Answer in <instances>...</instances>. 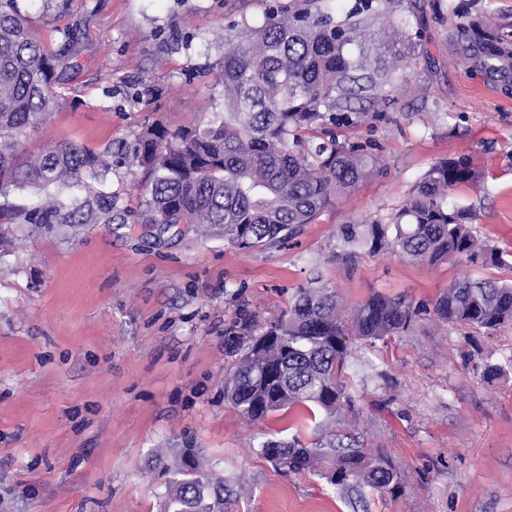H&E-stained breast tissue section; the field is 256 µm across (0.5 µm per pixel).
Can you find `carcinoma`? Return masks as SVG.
Instances as JSON below:
<instances>
[{
  "label": "carcinoma",
  "instance_id": "obj_1",
  "mask_svg": "<svg viewBox=\"0 0 512 512\" xmlns=\"http://www.w3.org/2000/svg\"><path fill=\"white\" fill-rule=\"evenodd\" d=\"M398 2L360 0L334 13L321 0H309L259 27L237 28L216 75L224 113L175 130L152 126L131 148L149 173L140 187L144 223L207 224L223 229L231 246L258 250L295 236L350 193L373 172L376 158L366 145L339 139L336 129L373 120L393 104L386 87L415 51L413 38L392 24ZM35 25L18 0H0V196L12 188L46 195L30 209L1 205L0 220L83 224L97 211L110 222V195L98 193L70 208L60 199L63 188L84 185L108 169L102 153L71 140L37 154L24 151L25 141L65 105L80 104L62 94L77 68L80 28L63 30L52 48ZM449 40L469 72L501 90L512 86V12L492 23L469 14ZM477 183L464 157L435 163L387 221L343 225L338 257L350 260L364 247L428 264L466 257L485 268L501 266L504 253L473 234L471 210L448 203L451 190ZM429 314L448 325L494 330L512 322V283L496 277L454 281L430 306L373 294L348 314L335 290L301 287L260 334L245 311L227 329L225 347L240 358L225 379V396L252 422L296 405L334 415L349 400L343 370L351 337L373 344L401 336ZM261 454L290 472H320L334 486L361 480L378 491H403L392 462L357 449L332 457L320 445L269 439ZM166 470L175 475L168 512H224V482L203 478L193 449L170 460Z\"/></svg>",
  "mask_w": 512,
  "mask_h": 512
}]
</instances>
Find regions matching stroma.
<instances>
[{
    "instance_id": "1",
    "label": "stroma",
    "mask_w": 512,
    "mask_h": 512,
    "mask_svg": "<svg viewBox=\"0 0 512 512\" xmlns=\"http://www.w3.org/2000/svg\"><path fill=\"white\" fill-rule=\"evenodd\" d=\"M512 0H402L393 20L418 45L385 119L343 127L379 163L348 195L282 246L244 251L194 224H144L129 152L146 126L176 129L224 108L215 73L234 24L256 25L295 0H73L38 24L50 45L80 24L75 111L55 116L28 150L75 140L108 151L93 192L111 223H0V512H163L156 466L196 449L224 480V512H512V324L492 333L435 320L367 347L352 344L351 396L335 417L293 409L252 423L224 397L235 365L224 331L239 312L277 319L322 273L345 310L373 293L433 302L454 280L512 279L464 258L429 265L393 252L333 260L345 224L384 221L440 159L468 158L479 239L512 254V97L466 72L448 42L457 10ZM338 435L401 473L394 496L341 489L263 458L268 439L314 447Z\"/></svg>"
}]
</instances>
